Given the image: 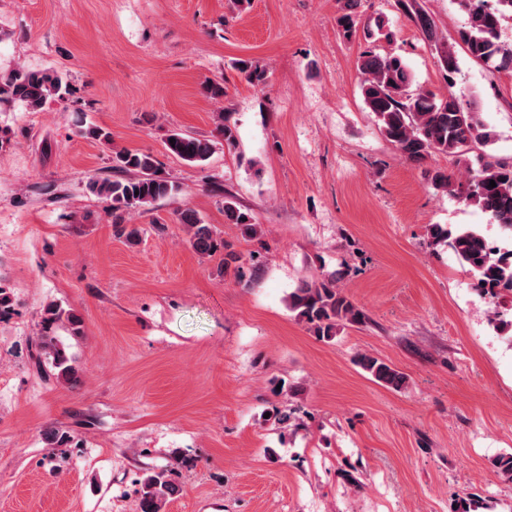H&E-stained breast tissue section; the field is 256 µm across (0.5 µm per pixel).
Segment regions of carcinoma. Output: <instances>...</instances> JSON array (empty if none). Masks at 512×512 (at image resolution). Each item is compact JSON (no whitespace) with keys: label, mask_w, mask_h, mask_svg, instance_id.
I'll return each instance as SVG.
<instances>
[{"label":"carcinoma","mask_w":512,"mask_h":512,"mask_svg":"<svg viewBox=\"0 0 512 512\" xmlns=\"http://www.w3.org/2000/svg\"><path fill=\"white\" fill-rule=\"evenodd\" d=\"M359 2L343 0L338 24L348 39L357 33ZM457 3L467 15V26L460 33L467 55L496 71H511L512 43L501 40V18L506 12L512 13V0H494L492 5L488 0H457ZM396 4L424 39L441 53L448 93L439 96L431 91L411 90V74L403 59L378 48L377 42L391 41L392 33L385 29L384 21L377 19L374 25L363 29L371 45L360 53L357 61L364 103L374 114L381 133L405 159L421 163L443 154L467 161L476 146L488 143L490 134L484 131L474 113L463 108L455 91L459 74L455 46L439 34L423 0H396ZM71 93L68 79L58 71L16 66L0 72V108L18 104L37 112L48 100H63ZM169 137L175 139V143L165 142L167 151L185 162L201 163L212 153L213 143L207 138L182 132H173ZM476 162L478 168L467 170L461 177L437 169L431 173V183L481 210L512 244V161L478 154ZM112 171L121 177L92 178L87 189L109 201L115 235L136 241L141 236V228L126 223V215L174 195L179 187L163 176L154 157L146 152H114ZM492 180L496 183L493 188L490 187ZM224 218L227 223L242 227L248 237L253 238L258 233L248 213L231 195L224 196ZM178 220L188 227L191 246L198 254L212 257L223 253L217 266L219 273L224 274L233 266L238 277H243L242 266L238 265L241 257L218 238L211 225L203 223L197 213L189 209L180 212ZM430 235L436 243H448L484 290L491 294L499 289L512 291V247L493 245L472 228L452 233L434 225ZM288 309L322 341H331L345 327L361 325L366 320L364 311L337 285L334 273L302 281L288 294ZM62 319L67 320L73 335L81 333L82 319L77 313L49 304L43 309L44 328L36 336V344L44 366L55 381L73 385L78 381L79 368L57 338L50 335L51 326ZM358 365L385 387L401 390L407 385V376L381 358L363 354L358 358ZM179 492L180 488L169 479L167 472L148 473L141 482V512H161L162 506Z\"/></svg>","instance_id":"carcinoma-1"}]
</instances>
